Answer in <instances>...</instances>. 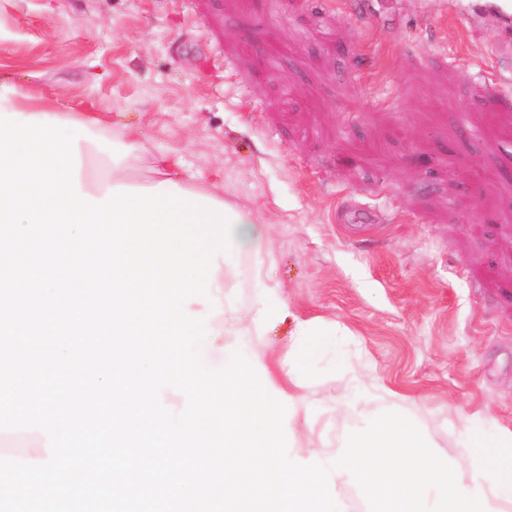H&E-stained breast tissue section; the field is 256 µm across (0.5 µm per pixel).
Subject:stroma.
I'll list each match as a JSON object with an SVG mask.
<instances>
[{
    "mask_svg": "<svg viewBox=\"0 0 512 512\" xmlns=\"http://www.w3.org/2000/svg\"><path fill=\"white\" fill-rule=\"evenodd\" d=\"M0 0V63L62 110L130 128L170 176L263 216L289 317L348 329L454 454L512 429V39L448 0Z\"/></svg>",
    "mask_w": 512,
    "mask_h": 512,
    "instance_id": "1",
    "label": "stroma"
}]
</instances>
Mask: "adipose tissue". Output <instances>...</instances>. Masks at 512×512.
<instances>
[{
    "instance_id": "obj_1",
    "label": "adipose tissue",
    "mask_w": 512,
    "mask_h": 512,
    "mask_svg": "<svg viewBox=\"0 0 512 512\" xmlns=\"http://www.w3.org/2000/svg\"><path fill=\"white\" fill-rule=\"evenodd\" d=\"M4 112L37 119L61 116L57 99L22 90L8 71L0 70V114ZM78 147L81 157L92 155L97 160L91 197L100 199L110 188L135 185L126 161H113L109 153L84 139ZM233 212L238 216L234 259L224 269L250 281L254 296L243 306L218 285H211L221 312L207 326L223 328L225 334L239 338L248 357L261 362L265 354L254 339L263 335L272 320L287 314L288 307L263 259L267 224L248 209L237 206ZM245 250L254 254L255 261L243 267L236 257ZM349 338L348 332L328 330L317 320L298 321L280 374L270 379L276 390L290 397L293 420H307L323 412V405L307 401L299 390L321 369L340 365L338 351ZM392 397V391L356 376L333 403V410L349 414L350 423L337 437L335 450L319 452L318 457L336 487L354 490L371 512H512V476L504 474L501 464L502 449L512 447V430L467 416L461 418L456 432V455H428L424 452L429 445L425 431L411 415L389 408ZM370 399L382 403L372 416L361 411Z\"/></svg>"
}]
</instances>
